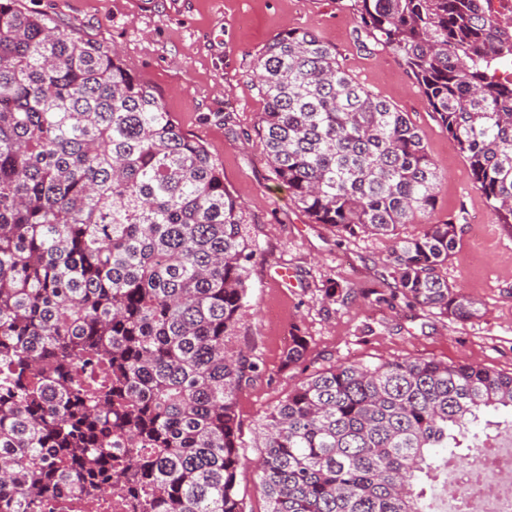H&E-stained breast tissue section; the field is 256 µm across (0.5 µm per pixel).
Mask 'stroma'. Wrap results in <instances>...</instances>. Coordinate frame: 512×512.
I'll return each instance as SVG.
<instances>
[{
	"instance_id": "obj_1",
	"label": "stroma",
	"mask_w": 512,
	"mask_h": 512,
	"mask_svg": "<svg viewBox=\"0 0 512 512\" xmlns=\"http://www.w3.org/2000/svg\"><path fill=\"white\" fill-rule=\"evenodd\" d=\"M78 36L116 50L147 83L189 137L224 169L241 202L246 233L257 247L248 304L229 350H244L260 371L236 398L242 461L236 496L244 512H266L256 481L262 417L310 374L331 364H376L433 358L512 372V231L498 224L472 184L468 164L431 112L411 75L383 47L366 50L356 25L335 0H20ZM307 29L336 47L359 83L409 115L442 176L433 211L409 225L459 219L454 255L442 270L480 304L461 323L409 305L388 260L386 237L342 238L312 223L279 183L256 129L264 101L252 63L276 35ZM336 282L344 299L324 297ZM307 342L304 361L285 367L294 337Z\"/></svg>"
}]
</instances>
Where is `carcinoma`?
<instances>
[{
  "instance_id": "cac0c4a2",
  "label": "carcinoma",
  "mask_w": 512,
  "mask_h": 512,
  "mask_svg": "<svg viewBox=\"0 0 512 512\" xmlns=\"http://www.w3.org/2000/svg\"><path fill=\"white\" fill-rule=\"evenodd\" d=\"M415 79L512 230V17L482 0H336ZM257 136L315 224L388 237L408 302L458 322L478 302L441 269L457 219L407 113L336 47L279 34L253 63ZM207 148L119 53L0 0V512H244L235 402L259 373L230 352L253 244ZM306 345H288V365ZM512 374L406 359L332 364L259 426L267 512H428L433 448L480 453Z\"/></svg>"
}]
</instances>
